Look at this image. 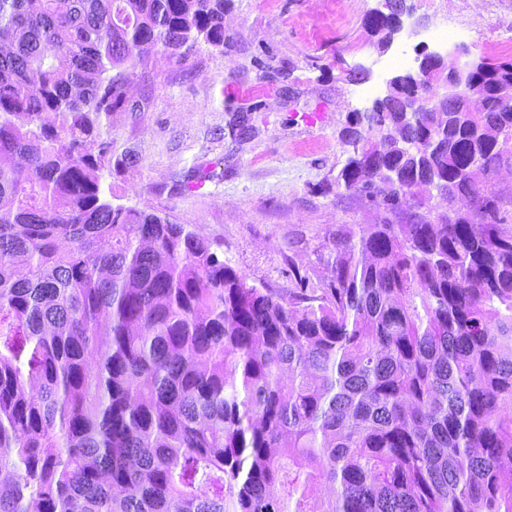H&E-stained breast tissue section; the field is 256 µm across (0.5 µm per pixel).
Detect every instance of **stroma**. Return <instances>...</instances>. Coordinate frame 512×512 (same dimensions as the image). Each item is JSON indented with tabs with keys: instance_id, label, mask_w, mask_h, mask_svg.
<instances>
[{
	"instance_id": "1",
	"label": "stroma",
	"mask_w": 512,
	"mask_h": 512,
	"mask_svg": "<svg viewBox=\"0 0 512 512\" xmlns=\"http://www.w3.org/2000/svg\"><path fill=\"white\" fill-rule=\"evenodd\" d=\"M381 0H231L223 50L201 43L188 62L155 51L128 89L132 110L109 126L103 171L113 205L152 211L210 241L259 288H289L294 273L330 276L343 224H377L383 211L336 193L348 156L341 132L383 95L381 64L413 52L427 30L454 26L472 50L512 59V0H407L405 33L379 50L364 20ZM267 47L271 65L253 67ZM369 66L355 80L356 64ZM287 67L289 81L274 70ZM260 111H251L254 102ZM207 176L196 180L194 169Z\"/></svg>"
}]
</instances>
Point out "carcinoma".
Masks as SVG:
<instances>
[{
    "label": "carcinoma",
    "mask_w": 512,
    "mask_h": 512,
    "mask_svg": "<svg viewBox=\"0 0 512 512\" xmlns=\"http://www.w3.org/2000/svg\"><path fill=\"white\" fill-rule=\"evenodd\" d=\"M230 0H0V512H512V59L348 116L332 275L257 288L114 206L102 118ZM483 201L453 217L431 199Z\"/></svg>",
    "instance_id": "1"
}]
</instances>
